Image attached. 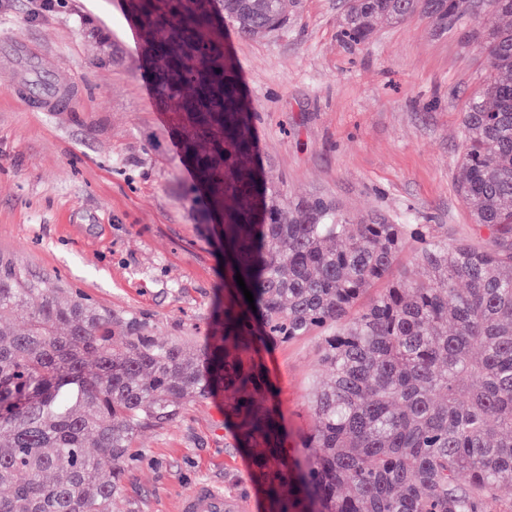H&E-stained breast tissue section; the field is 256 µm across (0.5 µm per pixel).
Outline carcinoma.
Returning <instances> with one entry per match:
<instances>
[{"label": "carcinoma", "mask_w": 512, "mask_h": 512, "mask_svg": "<svg viewBox=\"0 0 512 512\" xmlns=\"http://www.w3.org/2000/svg\"><path fill=\"white\" fill-rule=\"evenodd\" d=\"M475 6L349 0L340 33L365 43L373 20L415 16L448 32ZM484 7L458 192L493 240L450 247L430 224H352L333 201L290 200L259 169L224 29L273 37L288 0H133L155 101L194 172L190 205L220 224L235 292L192 355L1 261L0 317L25 316L0 325V512H113L134 434L214 390L269 512H512V0ZM409 236L427 276L392 280ZM315 332L329 379L291 456L261 352Z\"/></svg>", "instance_id": "cac0c4a2"}]
</instances>
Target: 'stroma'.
Masks as SVG:
<instances>
[{
  "label": "stroma",
  "instance_id": "1",
  "mask_svg": "<svg viewBox=\"0 0 512 512\" xmlns=\"http://www.w3.org/2000/svg\"><path fill=\"white\" fill-rule=\"evenodd\" d=\"M0 0V256L33 277L82 292L157 337L199 351L224 299V254L186 198L193 177L166 113L139 69L131 0ZM345 0H294L278 36L226 34L256 110L262 167L289 196H322L352 221L378 212L430 224L449 244L487 245L457 191L459 131L485 76L476 42L430 22H377L369 43L339 35ZM120 50L96 67L98 34ZM69 95V109L35 110L31 86ZM289 448L312 429L309 389L328 375L320 339L264 355ZM120 512H177L206 483L268 512L248 453L224 422V397L186 403L138 431Z\"/></svg>",
  "mask_w": 512,
  "mask_h": 512
}]
</instances>
